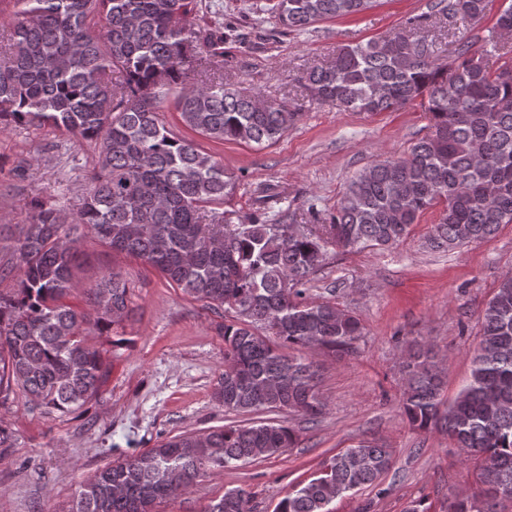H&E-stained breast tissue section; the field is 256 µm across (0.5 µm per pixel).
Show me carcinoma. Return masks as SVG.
<instances>
[{
	"instance_id": "cac0c4a2",
	"label": "carcinoma",
	"mask_w": 512,
	"mask_h": 512,
	"mask_svg": "<svg viewBox=\"0 0 512 512\" xmlns=\"http://www.w3.org/2000/svg\"><path fill=\"white\" fill-rule=\"evenodd\" d=\"M0 22V131L49 125L99 144L78 211L66 215L37 196L13 245L12 295H0V400L18 389L48 415L75 412L99 392L107 365L90 335L131 318L121 274L86 289L88 309L66 301L83 235L141 259L170 283L229 318L224 372L213 390L224 410L326 409L318 365L299 354L346 352L359 320L306 296L328 246L384 249L410 233L429 209L436 249L465 247L512 224V50L476 55L455 41L451 61L413 36L424 15L383 37L336 51L299 81L317 104L376 114L419 102L429 132L404 154L376 161L349 180L329 221L271 224L252 213L233 222L220 206L236 176L159 119L173 88L185 126L217 141L272 145L300 113L281 101L245 95L218 71L224 32L195 27L198 0H11ZM285 31L360 14L374 0H270ZM448 18L482 15L486 0H433ZM195 85L188 86V81ZM402 409L413 428L440 427L468 457L481 458L483 495L469 512L512 501V275L481 312L469 382L453 404L431 348L408 355ZM286 423L229 424L164 439L108 463L81 481L70 512H154L206 473L283 453L297 444ZM387 449L360 441L325 459L280 500L275 512H332L338 497L378 486ZM204 512H254L251 496L229 489Z\"/></svg>"
}]
</instances>
